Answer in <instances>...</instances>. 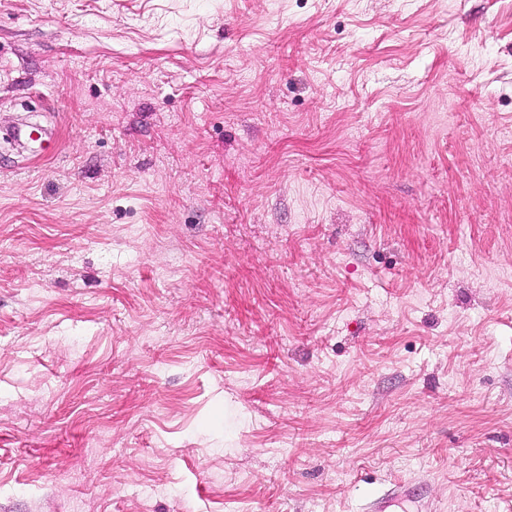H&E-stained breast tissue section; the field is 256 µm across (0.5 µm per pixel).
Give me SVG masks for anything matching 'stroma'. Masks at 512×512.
<instances>
[{
	"label": "stroma",
	"mask_w": 512,
	"mask_h": 512,
	"mask_svg": "<svg viewBox=\"0 0 512 512\" xmlns=\"http://www.w3.org/2000/svg\"><path fill=\"white\" fill-rule=\"evenodd\" d=\"M398 488L512 512V0H0V512Z\"/></svg>",
	"instance_id": "35a3bbf8"
}]
</instances>
